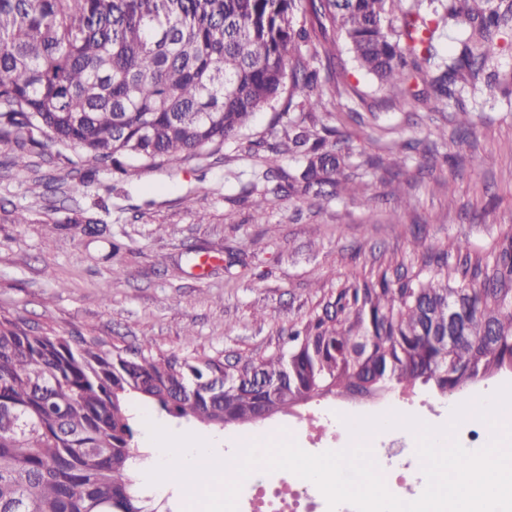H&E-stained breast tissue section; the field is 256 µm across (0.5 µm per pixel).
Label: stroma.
Instances as JSON below:
<instances>
[{
	"instance_id": "1",
	"label": "stroma",
	"mask_w": 512,
	"mask_h": 512,
	"mask_svg": "<svg viewBox=\"0 0 512 512\" xmlns=\"http://www.w3.org/2000/svg\"><path fill=\"white\" fill-rule=\"evenodd\" d=\"M340 78V106L311 112L280 98L219 150L174 166L144 167L128 177L93 169L74 148L33 149L15 165L16 142L0 143V313L61 334L83 329L119 347L208 354L233 361L275 351L299 322L322 313L346 282L400 271L430 278L414 238L441 249L489 253L512 225V46L492 58L485 82L458 98L397 97L351 63ZM473 137L456 143L459 109ZM327 127L352 149L364 196L272 195L264 177L267 145L290 126ZM436 151L425 168L413 142ZM267 194L264 214L254 201ZM97 222L75 223L76 212ZM27 221L14 223L16 213ZM431 409L401 391L382 397L316 399L258 426H225L216 457L257 432L299 436L302 419L322 410L356 418L396 410L442 426L448 400L429 393Z\"/></svg>"
}]
</instances>
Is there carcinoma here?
Instances as JSON below:
<instances>
[{
  "instance_id": "1",
  "label": "carcinoma",
  "mask_w": 512,
  "mask_h": 512,
  "mask_svg": "<svg viewBox=\"0 0 512 512\" xmlns=\"http://www.w3.org/2000/svg\"><path fill=\"white\" fill-rule=\"evenodd\" d=\"M303 2L312 24L295 30L290 15ZM442 22L459 32L446 58ZM509 28L512 0H0V141L78 148L134 176L223 145L285 91L324 108L302 44L331 58L342 39L382 84L404 93L424 74L443 100L479 78ZM268 152L282 191H362L349 153L309 130L292 128ZM287 153L302 159L296 175L278 166ZM414 246L436 266L432 279L384 272L351 283L326 316L289 333L288 349L228 367L1 314L0 512H162L131 476L141 457L134 399L222 430L329 395L419 384L452 395L512 364V225L491 260L469 252L450 264L455 243ZM450 303L462 316L446 347L433 337L445 333ZM362 336L376 338L373 348Z\"/></svg>"
}]
</instances>
